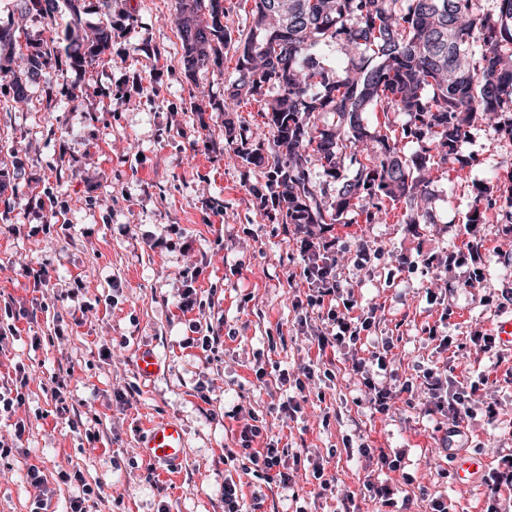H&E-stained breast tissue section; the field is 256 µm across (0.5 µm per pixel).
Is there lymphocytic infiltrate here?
Returning a JSON list of instances; mask_svg holds the SVG:
<instances>
[{
    "instance_id": "obj_1",
    "label": "lymphocytic infiltrate",
    "mask_w": 512,
    "mask_h": 512,
    "mask_svg": "<svg viewBox=\"0 0 512 512\" xmlns=\"http://www.w3.org/2000/svg\"><path fill=\"white\" fill-rule=\"evenodd\" d=\"M301 249L307 261L305 274L312 284L311 293L305 299L296 300V309L323 307L327 310L326 329L316 331L314 339L319 349L334 348L342 354L351 355V370L359 375L366 388L367 401L376 412L385 413L390 409L391 400L398 392L420 391L428 394L437 411L448 419V436H458L460 425L473 414L475 403L486 400L489 389L486 378L461 383L450 380L447 373L437 367L425 369L419 381H405L400 390H393L385 376L389 365L388 356L393 348L390 338H383L381 348L372 352L370 358L354 357L353 352L361 340L362 333L371 332L377 324L375 309H368L360 315L341 312L337 303L345 302L346 288L336 277L337 253L331 242L314 239L306 235ZM330 369L321 368L318 363L308 361L300 364L295 372L282 373L281 385L289 386L291 393L283 400L279 410L285 417L292 418L302 411L304 392L308 385L332 379ZM262 432L261 427L248 425L240 432L241 453H228V461L244 457L255 469L260 470L266 480L286 486L292 481L289 473L281 471L280 449L266 446L263 450L253 449L252 443Z\"/></svg>"
}]
</instances>
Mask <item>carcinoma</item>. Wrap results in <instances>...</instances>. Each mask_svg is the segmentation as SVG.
I'll list each match as a JSON object with an SVG mask.
<instances>
[{"label":"carcinoma","instance_id":"1","mask_svg":"<svg viewBox=\"0 0 512 512\" xmlns=\"http://www.w3.org/2000/svg\"><path fill=\"white\" fill-rule=\"evenodd\" d=\"M20 15H53L58 0H19ZM222 0H178L181 62L191 79L224 64L234 45L236 76L224 84V111L263 103L272 141L224 120L227 143L263 170L284 224H338L349 213L375 224L386 204H405L408 224H432L425 170L460 153L477 113L500 138L512 140V0H253L246 33L232 38ZM70 21L46 40L25 39L27 62L17 65L20 36L0 25V74L13 101L28 103L29 84L66 57L74 68L95 63L112 42V0H99L93 40L81 25L82 0H64ZM339 52L333 67L326 55ZM404 114L396 135L371 131L363 115ZM333 120L322 119L325 114ZM416 145L407 155L401 143ZM316 160L323 179L310 168ZM355 169L353 177L347 170ZM512 218V183L485 187L474 200Z\"/></svg>","mask_w":512,"mask_h":512}]
</instances>
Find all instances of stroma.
<instances>
[{"instance_id":"1","label":"stroma","mask_w":512,"mask_h":512,"mask_svg":"<svg viewBox=\"0 0 512 512\" xmlns=\"http://www.w3.org/2000/svg\"><path fill=\"white\" fill-rule=\"evenodd\" d=\"M175 16L176 0H112V45L101 59L82 70L60 62L30 87L28 104L0 97V169L10 174L0 187V326L16 328L0 344V391L17 372L29 377L22 405L0 414V439L11 447L0 459V512H32L40 493L48 512H70L86 485L98 489L88 512H224L228 477L241 487L242 512H340L347 498L357 512H380L368 480L397 488L400 512H430L435 500L448 512H485V479L512 455V351L496 365L469 338L512 316L504 301L512 292V223L495 207L475 224L469 215L478 188L512 178V140L474 120L462 146L473 164L428 174L434 223H404L399 203L383 223L345 220L328 233L342 253L337 278L357 308H376L374 337L393 341L394 379L443 365L457 381L488 376L496 421L475 405V420L455 439L487 467L462 485L444 447L446 420L429 412L424 394H400L389 412H375L343 357L319 352L298 326L293 304L309 288L301 235L261 208V169L226 144L224 83L236 56L226 49L223 72L188 79ZM75 88L83 94L72 102ZM50 196L53 216L40 207ZM46 222L49 234L31 233ZM471 241L480 246V288L464 285L472 263L441 278L424 263L465 252ZM363 247L370 260L359 269L354 257ZM43 261L48 277L38 284L25 270ZM188 286L198 295L186 310ZM77 307L86 310L78 322L70 315ZM197 323L218 334L215 349L190 344ZM439 324L459 350L428 339ZM144 349L162 361L155 377L137 370ZM320 356L332 362V381L306 389L296 419L280 417L286 391L278 374ZM258 364L265 380L256 378ZM56 381L61 404L49 393ZM166 418L186 430L173 475L137 448L145 423ZM253 418L289 453L309 450L335 489L322 491L302 470L284 488L226 462ZM358 437L399 453L400 468L345 446ZM32 466L42 488L30 482Z\"/></svg>"}]
</instances>
